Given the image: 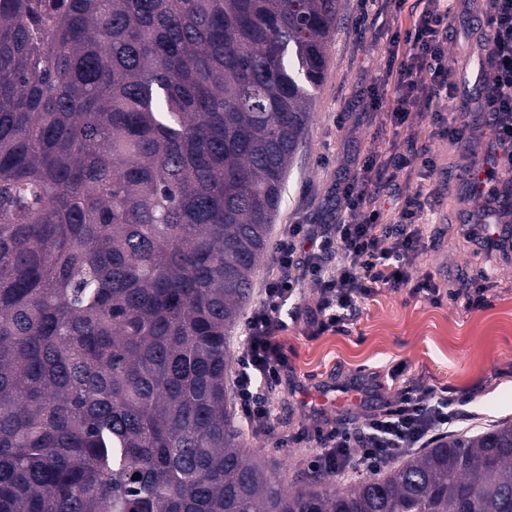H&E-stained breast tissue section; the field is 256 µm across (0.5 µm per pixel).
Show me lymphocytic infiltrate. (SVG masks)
Returning a JSON list of instances; mask_svg holds the SVG:
<instances>
[{
	"label": "lymphocytic infiltrate",
	"instance_id": "f902f5d3",
	"mask_svg": "<svg viewBox=\"0 0 512 512\" xmlns=\"http://www.w3.org/2000/svg\"><path fill=\"white\" fill-rule=\"evenodd\" d=\"M460 8L458 0H426L412 12V21L394 33L383 75L392 97L385 113L394 128L427 115L435 134L454 144L469 143V126L463 115H445L441 99L457 98L462 80L448 64L450 19ZM485 35L479 47L481 82L473 101L490 116L494 139L486 178L497 169L512 170V0H491L483 21ZM409 155L372 154L358 174L338 191L342 218L335 224H292L283 230L272 260V274L258 307L246 321V336L238 357L235 388L239 413L248 426L271 428L275 417L262 388L278 383L287 362L276 337L277 314L302 280L320 288V301L310 313L318 328L341 323L359 300L385 288H411L415 293L438 295L432 277L415 281L409 268L422 242L427 203L421 188H408L394 223L382 220L380 202L387 196L393 171L410 167ZM470 196L484 200L481 211L460 224L468 242L493 244V224L504 207L496 195H483L477 180L465 178ZM456 418L455 402L430 393L404 395L385 413L362 426H336L319 432V450L312 464L326 471L349 469L373 474L387 461L414 448L427 447L438 432Z\"/></svg>",
	"mask_w": 512,
	"mask_h": 512
}]
</instances>
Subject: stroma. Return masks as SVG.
Instances as JSON below:
<instances>
[{
    "mask_svg": "<svg viewBox=\"0 0 512 512\" xmlns=\"http://www.w3.org/2000/svg\"><path fill=\"white\" fill-rule=\"evenodd\" d=\"M488 0H466L453 19L448 57L457 73L478 67L476 42ZM359 0H341L340 20L327 47V71L315 93L308 127L288 172L284 200L271 238L288 224H328L331 196L370 154L411 149L412 174L397 173L396 186L422 184L431 210L412 278L433 276L443 296L433 302L407 288H381L361 299L342 327L316 333L305 319L320 300L318 286L299 284L282 307L277 336L288 356L281 382L265 387L279 415L272 432L247 431L253 455L286 481L311 469L317 429L339 423L355 427L393 406L405 394H448L459 401L457 433L480 432L512 422V262L486 248L460 242L456 228L479 206L459 180L475 160L474 146L492 136L480 113L466 114L470 145L429 137L426 121L382 126L370 101L385 69L389 38L410 22L376 4L360 22ZM432 155L437 167L424 172L419 159ZM488 272L491 286L482 302L469 305L458 293L464 283Z\"/></svg>",
    "mask_w": 512,
    "mask_h": 512,
    "instance_id": "35a3bbf8",
    "label": "stroma"
}]
</instances>
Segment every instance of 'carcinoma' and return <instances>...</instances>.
I'll list each match as a JSON object with an SVG mask.
<instances>
[{
    "instance_id": "carcinoma-1",
    "label": "carcinoma",
    "mask_w": 512,
    "mask_h": 512,
    "mask_svg": "<svg viewBox=\"0 0 512 512\" xmlns=\"http://www.w3.org/2000/svg\"><path fill=\"white\" fill-rule=\"evenodd\" d=\"M339 0H0V512H512V422L287 490L235 424Z\"/></svg>"
}]
</instances>
